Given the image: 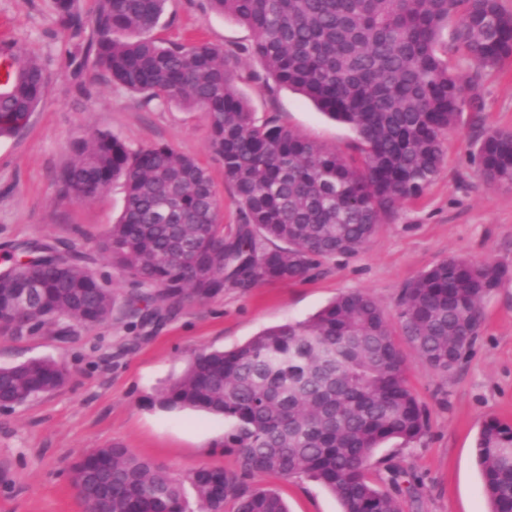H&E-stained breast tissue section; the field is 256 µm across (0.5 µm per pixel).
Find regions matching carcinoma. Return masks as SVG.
Here are the masks:
<instances>
[{
    "mask_svg": "<svg viewBox=\"0 0 512 512\" xmlns=\"http://www.w3.org/2000/svg\"><path fill=\"white\" fill-rule=\"evenodd\" d=\"M166 2L100 0L87 56L147 105L206 114L242 224L224 233L208 170L164 143L132 150L97 133L76 144L77 160L57 178L61 197L74 201L122 183L123 211L99 250L142 288L131 301L143 320L205 303L227 282L301 281L321 260L358 252L384 217L437 176L448 130L478 99L476 85L465 86L440 52V33L453 27L478 68L512 57V13L500 0H209L253 32L248 51L277 85L357 133L358 156L346 158L273 117L258 119L235 89L234 51L159 43L152 31ZM56 10L64 27L81 32L75 0H56ZM0 58V137H8L46 97L48 75L11 45L0 47ZM477 158L488 184L512 186V131L484 135ZM16 251L21 259L0 273L1 332L54 327L73 336L112 320V291L89 269V254L40 240ZM507 276L491 262L434 264L401 291L400 335L434 373L448 374L478 336L484 299ZM393 336L377 301L349 291L233 349L195 351L154 404L231 421L222 447L236 453L237 469L174 473L121 445L93 448L73 469L86 512H288L277 492L247 482L256 473L311 478L341 512H402L368 477L383 443L411 442L428 428ZM68 379L61 362L32 359L0 367V394L16 406ZM476 459L492 512H512V425L484 421ZM105 464L109 498L98 493Z\"/></svg>",
    "mask_w": 512,
    "mask_h": 512,
    "instance_id": "1",
    "label": "carcinoma"
}]
</instances>
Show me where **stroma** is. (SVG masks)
<instances>
[{"label": "stroma", "mask_w": 512, "mask_h": 512, "mask_svg": "<svg viewBox=\"0 0 512 512\" xmlns=\"http://www.w3.org/2000/svg\"><path fill=\"white\" fill-rule=\"evenodd\" d=\"M77 5L84 29L76 37L60 24L55 0H0V44L41 61L49 76L48 94L27 125L0 138V266L11 244L27 239L95 254L122 210L121 187L72 202L60 196L57 184L61 169L75 159V144L94 131L134 149L166 143L196 158L213 179L225 231L235 230L239 208L210 149L205 113L174 104L145 106L140 94L100 76L84 52L98 0ZM153 35L227 48L253 40L251 30L213 12L208 0H168ZM440 43L453 48L452 62L464 77L475 79L478 107L465 109L449 130L442 167L422 195L385 217L355 255L321 263L301 282L225 285L217 297L133 331L129 300L135 288L125 273L97 257L94 269L115 296L111 322L65 339L50 328L20 339L0 335V367L51 357L70 374L64 389L0 412V512H85L71 467L87 449L113 443L175 472L236 469V455L212 443L229 430V421L166 412L150 403L194 350L232 349L264 328L308 318L347 291L372 296L387 318L395 319L403 286L445 259L512 269V187L489 186L474 158L485 132L512 130V59L477 68L458 50L451 27ZM233 72L236 88L258 118H275L341 154H355L354 131L324 116L297 91L275 85L259 59L240 55ZM483 311L472 349L445 378L435 376L404 337L396 339L407 360L408 384L427 413L428 431L410 444L400 439L383 444L369 475L377 489L398 495L403 512H490L475 442L484 420L512 423V276L485 299ZM392 465L402 472L399 481L391 479ZM251 481L279 492L289 512L341 510L332 493L308 478L286 481L258 473Z\"/></svg>", "instance_id": "obj_1"}]
</instances>
